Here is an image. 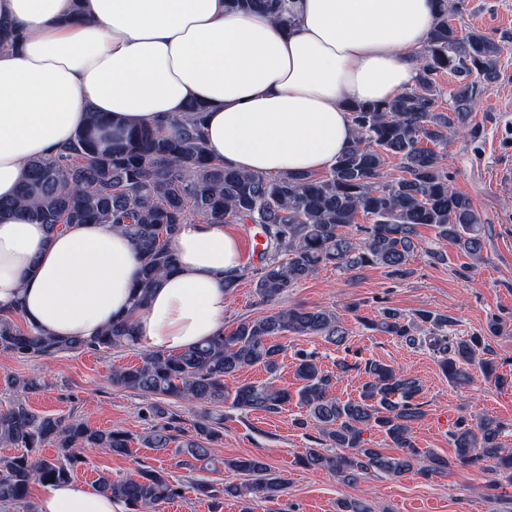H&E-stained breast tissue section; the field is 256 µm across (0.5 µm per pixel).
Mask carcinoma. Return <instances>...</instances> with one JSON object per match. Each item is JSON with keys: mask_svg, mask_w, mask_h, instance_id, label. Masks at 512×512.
<instances>
[{"mask_svg": "<svg viewBox=\"0 0 512 512\" xmlns=\"http://www.w3.org/2000/svg\"><path fill=\"white\" fill-rule=\"evenodd\" d=\"M233 10L263 11L286 24L285 0H225ZM443 8L420 55L417 87L384 103L350 108L355 136L335 165L307 176H266L244 173L212 159L203 137V110L189 109L187 118L161 127L141 126L108 134V122L90 113L87 126L60 149L53 159L31 160L15 198L0 203L30 214L51 229L72 224H110L134 244L140 260L134 306L143 308L164 277L175 270L172 241L180 225L192 219L209 224H252L262 235L264 263L255 270V293L273 302L299 282L331 265L342 271L380 266L402 280L412 273L410 262L420 249L418 227L436 230L440 241L480 257L484 240L482 219L471 198L450 185L437 149L448 145V133L466 122L474 97L499 77L502 48L498 41L472 29L462 33L448 21L456 5L442 0ZM451 72L458 78L448 91V111L438 101L443 90L437 75ZM400 158L404 176L383 180L388 156ZM368 220L357 222L358 217ZM452 320L445 313L420 309L407 315L385 307L368 329L433 350L438 365L456 386L470 383L471 368L501 381L493 362L483 357L480 336L448 335ZM320 336L338 347L348 332L336 313L302 305L241 320L228 334L222 332L203 344L176 354L150 352L134 367L112 371V385L156 399L148 411L165 423L142 436L146 448L166 451L175 442L172 418L162 399L191 407L205 405L193 425V435L181 441L175 453L180 466L196 469L195 462L212 455L210 445L220 438L219 418L211 406L226 403L242 412L276 414L291 398L305 409L295 420L299 428H313L321 444L340 452L325 454L309 449L300 463L325 470L340 483L357 484L370 473L400 477L413 472L423 478L442 473L458 463L490 470L489 485L512 486V448L501 441L503 424L485 413L460 417L449 433L455 448L452 460L416 447L412 429L424 416L419 402V381L395 367L366 361L369 375L355 399L343 400L332 392V376L314 356L297 354L296 394L267 383L245 382L229 391L226 380L250 367H262L274 376L284 352L277 339L285 334ZM137 343L134 323L118 319L92 339L45 336L21 326L14 315L0 311V351L19 358H47L76 350L108 352ZM9 384L22 396L0 410V446L17 448L0 455V506L26 499L34 484L66 482L84 462L86 448H107L129 453V434L119 428L94 429L73 415L34 412L25 394L42 388L34 377H13ZM375 429L397 449L394 454L371 446L364 433ZM51 445L53 459L36 455ZM224 468L243 476L219 492L206 485L214 508L221 497L272 501L280 497L288 479L277 474L261 456L224 461ZM98 489L123 499L129 512H158L181 495V487L164 472L144 468L136 479L101 476Z\"/></svg>", "mask_w": 512, "mask_h": 512, "instance_id": "1", "label": "carcinoma"}]
</instances>
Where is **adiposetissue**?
Returning a JSON list of instances; mask_svg holds the SVG:
<instances>
[{
    "mask_svg": "<svg viewBox=\"0 0 512 512\" xmlns=\"http://www.w3.org/2000/svg\"><path fill=\"white\" fill-rule=\"evenodd\" d=\"M291 25L224 0H0V199L33 159L53 157L105 114L113 131L202 106L209 154L268 176L332 168L354 139L349 107L414 88L439 0H288ZM177 269L134 306L131 241L108 224L50 232L0 211V310L61 338L131 318L141 346L176 354L224 330L225 278L242 269L235 232L191 221ZM37 512H128L77 481L42 485Z\"/></svg>",
    "mask_w": 512,
    "mask_h": 512,
    "instance_id": "obj_1",
    "label": "adipose tissue"
}]
</instances>
